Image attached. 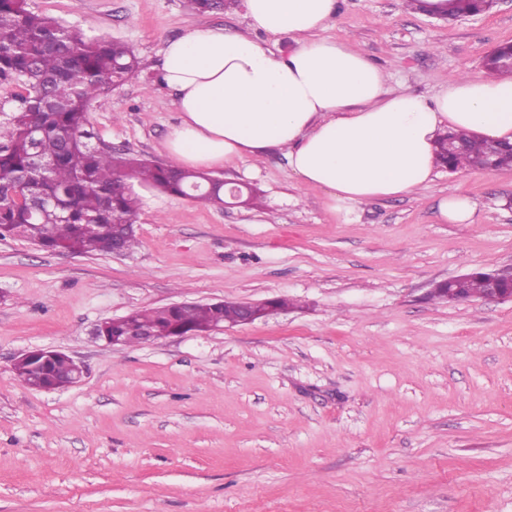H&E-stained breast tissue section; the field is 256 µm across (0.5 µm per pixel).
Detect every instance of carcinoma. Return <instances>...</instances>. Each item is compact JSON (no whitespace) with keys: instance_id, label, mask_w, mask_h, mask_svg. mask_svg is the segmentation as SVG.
<instances>
[{"instance_id":"1","label":"carcinoma","mask_w":512,"mask_h":512,"mask_svg":"<svg viewBox=\"0 0 512 512\" xmlns=\"http://www.w3.org/2000/svg\"><path fill=\"white\" fill-rule=\"evenodd\" d=\"M201 13L224 10L226 0H187ZM448 17L490 9L487 0H447ZM134 49L103 37H89L29 8L27 0H0V87L21 92L0 104V238L22 236L43 249L79 255L112 253V226L131 224L138 199L132 181L172 194L213 202L202 176L174 165L115 156L92 144L91 102L138 76ZM439 162L454 170L475 167L486 142L466 133L437 141ZM454 298L483 297L486 273L454 279ZM146 328L165 336L179 324L198 333L212 323L237 321L233 302L215 311L206 304L134 311ZM60 359L49 370L14 367L25 385L42 390L69 384Z\"/></svg>"}]
</instances>
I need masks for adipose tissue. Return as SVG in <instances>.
Segmentation results:
<instances>
[{
	"label": "adipose tissue",
	"instance_id": "adipose-tissue-1",
	"mask_svg": "<svg viewBox=\"0 0 512 512\" xmlns=\"http://www.w3.org/2000/svg\"><path fill=\"white\" fill-rule=\"evenodd\" d=\"M248 33L220 27L167 41L162 82L179 123L164 141L178 164H250L283 152L292 172L347 209L430 181L441 131L512 141V79L452 75L430 100L389 86L352 43L319 38L336 0H243ZM285 35L271 53L254 31Z\"/></svg>",
	"mask_w": 512,
	"mask_h": 512
}]
</instances>
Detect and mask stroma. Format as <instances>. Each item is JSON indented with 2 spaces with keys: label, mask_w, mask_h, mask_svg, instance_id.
<instances>
[{
  "label": "stroma",
  "mask_w": 512,
  "mask_h": 512,
  "mask_svg": "<svg viewBox=\"0 0 512 512\" xmlns=\"http://www.w3.org/2000/svg\"><path fill=\"white\" fill-rule=\"evenodd\" d=\"M134 47L142 71L89 108L97 146L169 164L179 122L166 40L246 30L242 0H28ZM321 37L356 43L390 85L432 98L512 42V0L449 23L405 0H338ZM214 177L255 189L216 206L151 186L122 255L0 238V512H512V301L429 299L433 284L512 264V169L437 167L427 186L331 209L282 153ZM471 223L439 215L443 197ZM293 306L138 347L96 325L172 303ZM66 352L79 384L34 390L12 362ZM439 214L450 224H466L472 219L473 206L466 198L449 196L440 201Z\"/></svg>",
  "instance_id": "1"
}]
</instances>
